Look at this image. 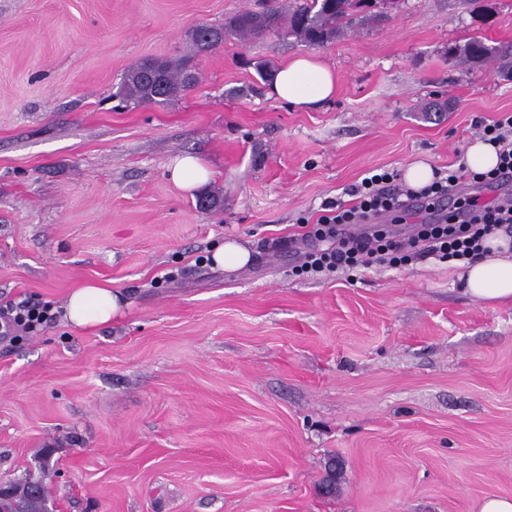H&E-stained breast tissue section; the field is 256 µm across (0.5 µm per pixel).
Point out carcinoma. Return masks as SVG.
Masks as SVG:
<instances>
[{
    "instance_id": "carcinoma-1",
    "label": "carcinoma",
    "mask_w": 512,
    "mask_h": 512,
    "mask_svg": "<svg viewBox=\"0 0 512 512\" xmlns=\"http://www.w3.org/2000/svg\"><path fill=\"white\" fill-rule=\"evenodd\" d=\"M395 0H288L262 12L245 11L224 18L220 25L202 24L191 34V52L176 60L149 61L130 67L124 74L117 96L128 105L169 104L181 99L195 84L190 64L194 56L209 52L233 36L242 43L273 34L298 43L324 46L369 25L379 23L377 5ZM507 53L472 37L464 44L448 48V58L459 65L503 62L509 66ZM162 71L160 80L148 78L149 69ZM16 490L27 494V512H46L48 487L44 473L27 472L21 479L9 480Z\"/></svg>"
}]
</instances>
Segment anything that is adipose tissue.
I'll return each instance as SVG.
<instances>
[{
  "label": "adipose tissue",
  "mask_w": 512,
  "mask_h": 512,
  "mask_svg": "<svg viewBox=\"0 0 512 512\" xmlns=\"http://www.w3.org/2000/svg\"><path fill=\"white\" fill-rule=\"evenodd\" d=\"M269 94L290 107L314 111L334 98L336 75L316 56L298 55L273 72ZM484 247L483 259L466 268V293L484 301L512 300V240L499 234L488 238ZM118 310L117 295L95 283L75 289L64 307L66 319L79 327L109 323Z\"/></svg>",
  "instance_id": "adipose-tissue-1"
}]
</instances>
